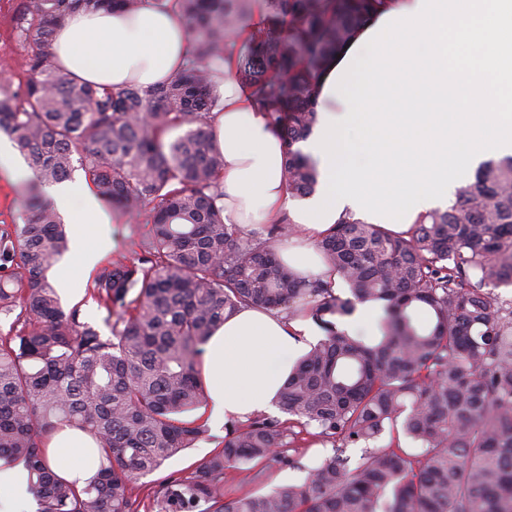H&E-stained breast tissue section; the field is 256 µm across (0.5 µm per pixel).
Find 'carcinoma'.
<instances>
[{
  "label": "carcinoma",
  "mask_w": 512,
  "mask_h": 512,
  "mask_svg": "<svg viewBox=\"0 0 512 512\" xmlns=\"http://www.w3.org/2000/svg\"><path fill=\"white\" fill-rule=\"evenodd\" d=\"M141 2L24 0L26 82L0 85V131L40 183L69 179L77 162L107 203L147 208L154 224L137 259L92 281L106 332L64 309L48 278L68 249L55 208L37 197L23 223L0 225V316L11 320L0 334V460L27 469L37 512H138L133 484L205 438L190 417L206 401L199 356L242 306H306L326 336L281 390L286 418L225 426L190 476L153 489L154 512H512V302L496 293L512 288V156L484 163L407 238L341 218L317 248L343 296L281 262L274 244L290 225L224 223L213 63L229 61L279 129L288 194L309 195L319 171L296 145L318 122L321 79L395 0H267L258 22L254 0H164L190 48L185 66L149 86L101 90L50 53L67 14ZM364 304L381 310L372 334L335 325ZM61 423L99 448L82 489L45 461L42 439ZM385 433L351 462L347 448ZM318 442L331 453L303 483L235 492V471L264 483Z\"/></svg>",
  "instance_id": "obj_1"
}]
</instances>
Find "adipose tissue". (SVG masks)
<instances>
[{"instance_id":"ef3b65f1","label":"adipose tissue","mask_w":512,"mask_h":512,"mask_svg":"<svg viewBox=\"0 0 512 512\" xmlns=\"http://www.w3.org/2000/svg\"><path fill=\"white\" fill-rule=\"evenodd\" d=\"M189 36L179 14L143 0L135 15L77 11L56 27L50 51L82 80L120 88L150 85L181 65ZM215 133L224 155V221L249 228L289 220L277 243L281 261L330 279L316 242L343 215L396 233L445 209L455 190L488 154L512 155V0H396L333 62L320 85L319 121L300 148L317 164L312 196L289 197L284 148L249 91L219 76ZM84 202L71 228L73 275L80 281L103 256L106 217L82 186L54 190L61 212ZM323 330L309 314L241 308L202 347L207 387L204 419L220 430L273 410L296 360ZM62 479L88 482L97 447L86 433L64 427L45 443ZM36 512L23 465L0 464V512L18 505Z\"/></svg>"}]
</instances>
